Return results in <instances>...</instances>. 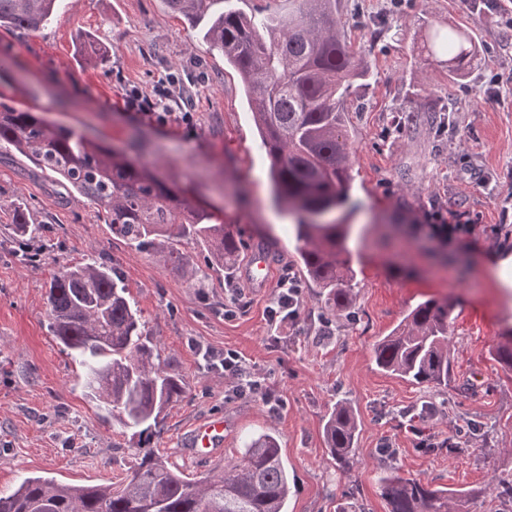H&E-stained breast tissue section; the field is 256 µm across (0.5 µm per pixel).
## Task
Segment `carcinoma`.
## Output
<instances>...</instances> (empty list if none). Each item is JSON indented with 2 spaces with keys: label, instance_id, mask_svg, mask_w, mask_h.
Listing matches in <instances>:
<instances>
[{
  "label": "carcinoma",
  "instance_id": "obj_1",
  "mask_svg": "<svg viewBox=\"0 0 512 512\" xmlns=\"http://www.w3.org/2000/svg\"><path fill=\"white\" fill-rule=\"evenodd\" d=\"M192 26L207 23L204 38L240 75L253 118L271 161L274 202L296 215L297 261L324 308L349 317L357 285L347 239L350 225L332 213L350 207L352 127L348 99L369 67L347 38L338 0H288L285 15L259 16L224 0H164ZM60 0H0V28L34 31ZM446 52L448 75H463L481 48L466 32L431 36ZM22 157L72 194L88 199L112 234L139 250H155L193 285L205 274L175 242L193 238L208 264L228 273L241 240L163 181L148 176L112 149L72 129L46 122L30 107L0 105V154ZM21 243L39 236L29 208L13 204ZM169 246L156 250L162 243ZM49 328L62 351L82 369L86 397L134 450L162 413L184 392L182 376L162 364L121 273L103 255L62 264L47 291ZM453 305L428 299L373 346L377 368L413 384L448 388ZM512 372V332L496 345ZM330 455L346 472L353 466L358 424L346 400L336 402L323 428ZM288 469L278 438L250 440L229 468L191 481L144 453L118 486H72L25 478L0 490V512H287ZM388 512H452L456 494L390 473L381 480Z\"/></svg>",
  "mask_w": 512,
  "mask_h": 512
}]
</instances>
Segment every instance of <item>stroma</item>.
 Segmentation results:
<instances>
[{"label": "stroma", "mask_w": 512, "mask_h": 512, "mask_svg": "<svg viewBox=\"0 0 512 512\" xmlns=\"http://www.w3.org/2000/svg\"><path fill=\"white\" fill-rule=\"evenodd\" d=\"M341 21L369 65L355 97L352 190L357 208L348 247L357 272L355 317L319 340L326 311L305 288L297 324L271 330L266 319L278 283L295 257V218L273 202L269 159L237 71L211 51L200 29L162 0H61L38 31L0 29V103L32 107L44 119L125 150L228 225L244 248L233 274L242 309L224 318V275L209 271L203 287L159 263L153 252L116 238L86 198L65 196L33 167L0 161V489L26 477L68 484L117 483L136 463L127 437L97 415L81 372L49 329L47 289L54 261L90 254L111 258L156 341L161 361L179 372L184 394L160 418L145 449L200 479L234 463L246 441L270 431L293 482L288 512H388L379 486L383 471L480 495L467 512H497L495 487L512 482V373L491 350L512 329V291L492 274L490 255H512V96L489 94L492 71H512L498 17L472 0H414L392 11L389 0H342ZM468 30L482 45L480 62L458 82L448 57L431 52L433 29ZM94 32L99 52L80 47ZM174 74L172 111L193 99V126L160 124L127 107V93H152L158 75ZM453 104V126L439 130V110ZM27 203L45 231L25 259L11 234L12 205ZM469 211L497 240L440 248L416 219L433 209ZM270 264L265 287L250 276V255ZM430 298L453 300L451 377L436 391L379 371L373 345L408 308ZM278 334V347L268 338ZM231 348L259 369L284 407L271 414L261 401L226 391L191 343ZM347 400L358 423L354 466L342 472L323 440L327 414ZM436 417L419 419L425 404ZM218 415L228 430L216 452L188 446L199 421ZM477 432L462 448L419 447L418 430L452 437L463 422ZM391 442L392 454L381 452Z\"/></svg>", "instance_id": "stroma-1"}]
</instances>
